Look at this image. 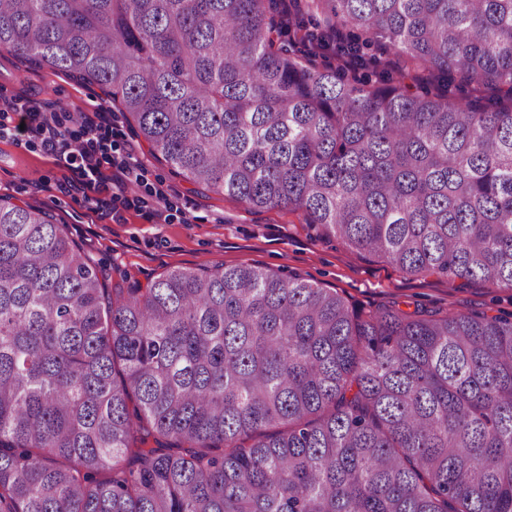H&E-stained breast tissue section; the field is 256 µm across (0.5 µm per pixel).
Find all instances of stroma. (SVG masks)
<instances>
[{"mask_svg": "<svg viewBox=\"0 0 512 512\" xmlns=\"http://www.w3.org/2000/svg\"><path fill=\"white\" fill-rule=\"evenodd\" d=\"M17 97L57 113L65 123L82 113L92 116L103 127L110 156L132 154L143 169L142 181L126 195L99 192L97 208L89 209V191L78 171L57 165L38 134L20 129L19 114L0 112V124L14 130L13 139L0 141V197L46 209L81 251L105 266L111 281L143 283L177 266L250 264L336 289L361 315L394 301L403 310L427 314L512 312L510 287L410 276L322 235L301 213L258 210L192 183L150 155L144 139L98 86L0 51V101ZM158 189L166 196L164 223L141 205Z\"/></svg>", "mask_w": 512, "mask_h": 512, "instance_id": "35a3bbf8", "label": "stroma"}]
</instances>
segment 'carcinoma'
I'll return each mask as SVG.
<instances>
[{
  "label": "carcinoma",
  "instance_id": "obj_1",
  "mask_svg": "<svg viewBox=\"0 0 512 512\" xmlns=\"http://www.w3.org/2000/svg\"><path fill=\"white\" fill-rule=\"evenodd\" d=\"M276 2L0 0V49L97 85L197 185L512 287V0ZM106 280L0 198V512H512V317L363 318L250 265Z\"/></svg>",
  "mask_w": 512,
  "mask_h": 512
}]
</instances>
